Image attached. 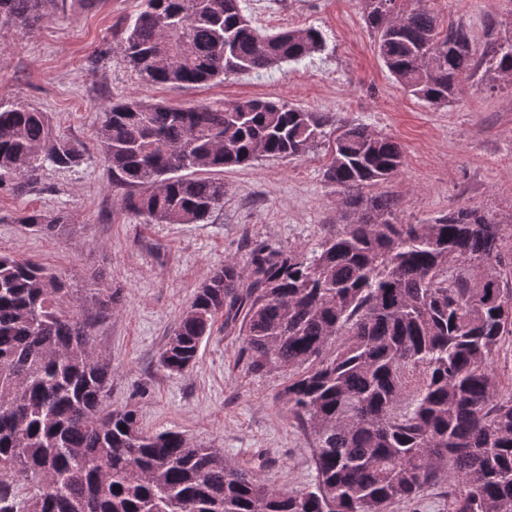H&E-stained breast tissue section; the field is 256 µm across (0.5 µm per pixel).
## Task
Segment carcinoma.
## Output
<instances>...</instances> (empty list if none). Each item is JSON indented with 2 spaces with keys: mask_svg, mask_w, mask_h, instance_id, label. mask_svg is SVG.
<instances>
[{
  "mask_svg": "<svg viewBox=\"0 0 512 512\" xmlns=\"http://www.w3.org/2000/svg\"><path fill=\"white\" fill-rule=\"evenodd\" d=\"M242 0H144L120 39L147 85L189 87L258 74L324 51L314 28L263 34ZM378 55L432 106L453 102L477 68L462 20L442 27L429 0H359ZM64 0H0V25L31 30ZM486 72L512 77V38L490 24ZM330 119L286 102L180 108L131 100L96 129L112 183L149 224H197L224 182L183 170L296 158ZM85 147L46 113L0 100V192ZM402 145L362 124L336 127L325 179L342 195L336 233L314 247L260 245L214 270L182 310L159 362L192 369L219 314L239 326L253 373L289 371L282 397L314 438V487L274 489L183 433L143 429L106 401L110 359L51 268L0 254V512H387L453 469L449 512H512V392L491 364L512 336V227L475 208L398 221V199L365 189L395 178ZM18 223L68 233L67 214Z\"/></svg>",
  "mask_w": 512,
  "mask_h": 512,
  "instance_id": "carcinoma-1",
  "label": "carcinoma"
}]
</instances>
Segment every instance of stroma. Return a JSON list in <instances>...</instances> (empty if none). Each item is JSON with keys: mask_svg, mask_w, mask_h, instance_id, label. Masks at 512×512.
<instances>
[{"mask_svg": "<svg viewBox=\"0 0 512 512\" xmlns=\"http://www.w3.org/2000/svg\"><path fill=\"white\" fill-rule=\"evenodd\" d=\"M245 14L265 32L313 26L326 48L314 58L260 75L197 87L150 86L125 62L117 42L143 0H67L32 30L0 27V100L47 113L57 132L82 142L76 168H45L37 182L0 193V253L56 271L79 299L96 345L111 359L112 407H135L144 429H172L258 465L273 488L315 482L313 438L281 391L285 374L248 371L242 338L216 319L196 366L172 374L159 363L167 336L197 288L225 260L246 262L259 245L314 246L333 234L339 196L324 178L333 143L321 138L297 159L261 158L220 171L224 204L198 224H149L113 186L95 141L107 106L143 99L176 107L283 101L360 123L403 146L400 173L385 189L405 224L475 207L512 220V82L474 76L456 100L434 107L389 74L357 0H246ZM440 25L461 19L475 42L490 21H512V0H432ZM69 215L63 236L30 232L15 218L28 210ZM116 291L101 315L97 292Z\"/></svg>", "mask_w": 512, "mask_h": 512, "instance_id": "obj_1", "label": "stroma"}]
</instances>
